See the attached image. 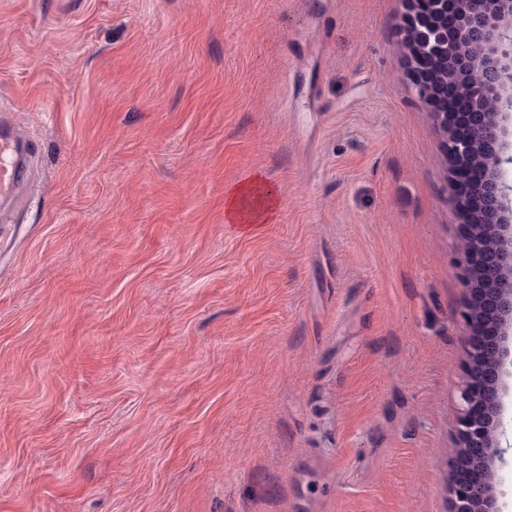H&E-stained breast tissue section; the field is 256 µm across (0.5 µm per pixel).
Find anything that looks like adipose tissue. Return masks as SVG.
Returning a JSON list of instances; mask_svg holds the SVG:
<instances>
[{"instance_id": "ef3b65f1", "label": "adipose tissue", "mask_w": 512, "mask_h": 512, "mask_svg": "<svg viewBox=\"0 0 512 512\" xmlns=\"http://www.w3.org/2000/svg\"><path fill=\"white\" fill-rule=\"evenodd\" d=\"M278 205L276 192L261 176L229 187L225 194L224 221L228 224H265Z\"/></svg>"}]
</instances>
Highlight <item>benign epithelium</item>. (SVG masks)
<instances>
[{"mask_svg": "<svg viewBox=\"0 0 512 512\" xmlns=\"http://www.w3.org/2000/svg\"><path fill=\"white\" fill-rule=\"evenodd\" d=\"M421 12L407 0L408 44L423 60L408 63L419 92L440 118L445 151L462 167L481 156L470 185L475 223L461 239L468 291L464 316L471 329L472 382L458 420L459 454L451 487L453 512H494L488 463L505 435L499 378L512 322V226L505 207L512 155L503 151V121L512 116V0H429ZM444 69L433 79L426 63Z\"/></svg>", "mask_w": 512, "mask_h": 512, "instance_id": "benign-epithelium-1", "label": "benign epithelium"}]
</instances>
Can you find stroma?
<instances>
[{
	"label": "stroma",
	"instance_id": "stroma-1",
	"mask_svg": "<svg viewBox=\"0 0 512 512\" xmlns=\"http://www.w3.org/2000/svg\"><path fill=\"white\" fill-rule=\"evenodd\" d=\"M405 13L0 0V512H452L462 213ZM15 133L6 134L2 123L0 130V200L11 197L23 183L25 167L16 150ZM278 205L276 192L263 177L256 175L227 189L224 203L226 224H266Z\"/></svg>",
	"mask_w": 512,
	"mask_h": 512
}]
</instances>
